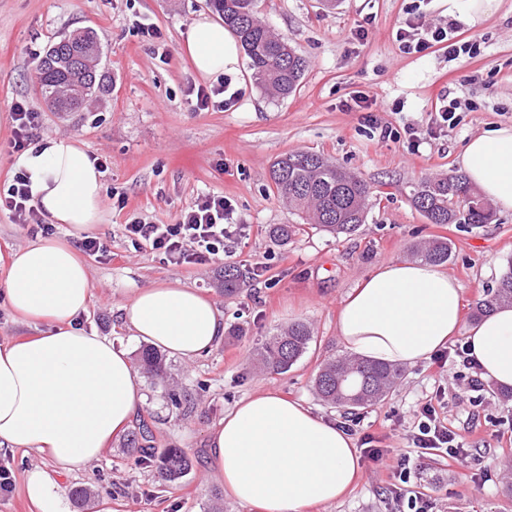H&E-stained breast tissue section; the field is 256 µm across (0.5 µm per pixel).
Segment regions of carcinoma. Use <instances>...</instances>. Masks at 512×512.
Segmentation results:
<instances>
[{
  "label": "carcinoma",
  "instance_id": "obj_1",
  "mask_svg": "<svg viewBox=\"0 0 512 512\" xmlns=\"http://www.w3.org/2000/svg\"><path fill=\"white\" fill-rule=\"evenodd\" d=\"M208 5L238 38L258 85L277 96L291 94L304 75L306 61L260 20L257 0H208ZM100 56L101 45L90 29L75 40L63 36L50 44L36 68L44 101L57 105L58 112H80L91 98L107 92L106 74L99 73ZM271 178L279 195L304 214V220L316 230L348 237L366 221L371 185L320 154L290 152L273 164ZM410 202L431 224L476 225L493 219L491 205L460 176L421 180L410 193ZM410 253L438 264L447 263L451 257L450 246L441 239L419 243ZM241 284L239 268L224 266V294H235ZM497 305H512V258L507 260L496 287L476 303L472 316L477 318ZM312 340L310 326L295 322L269 337L258 359L265 370L284 374L307 352ZM140 363L149 374H163L162 358L151 349L142 350ZM401 378L402 370L396 365L339 355L321 366L314 386L324 402L354 414L382 402ZM152 439L143 422L132 432L130 444L137 450V464L157 466L169 482L181 479L191 467L187 452L157 448Z\"/></svg>",
  "mask_w": 512,
  "mask_h": 512
}]
</instances>
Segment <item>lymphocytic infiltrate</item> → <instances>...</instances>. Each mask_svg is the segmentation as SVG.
<instances>
[{
  "instance_id": "lymphocytic-infiltrate-1",
  "label": "lymphocytic infiltrate",
  "mask_w": 512,
  "mask_h": 512,
  "mask_svg": "<svg viewBox=\"0 0 512 512\" xmlns=\"http://www.w3.org/2000/svg\"><path fill=\"white\" fill-rule=\"evenodd\" d=\"M397 38L404 53L421 52L430 43H447L450 56L474 55L478 40L462 44L448 40L444 28H430L423 22L409 23L398 29ZM13 137L5 145V152L14 154L28 150L34 144L38 129V114L24 101L11 107ZM0 211L9 212L15 223L21 224L28 235L49 237L54 235V225L44 223L34 203L31 181L26 170H17L10 184L0 189ZM248 225L237 223L231 202L218 194H204L181 211L171 224H158L143 217H134L121 227L123 237L134 246L163 254L174 265L211 264L226 258L224 243L247 235ZM370 436H362V457L374 464L388 466L395 481L388 487V499L395 504L407 505L409 512H428L429 499L425 492L414 489L411 483L408 455H391L388 449L374 448ZM410 441L418 455L441 456L461 463L469 451L448 427V420L441 416L434 403H425L413 424Z\"/></svg>"
}]
</instances>
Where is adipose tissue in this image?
I'll return each instance as SVG.
<instances>
[{"mask_svg":"<svg viewBox=\"0 0 512 512\" xmlns=\"http://www.w3.org/2000/svg\"><path fill=\"white\" fill-rule=\"evenodd\" d=\"M183 50L205 78L238 63L235 40L204 14L191 24ZM19 164L39 211L67 235L14 251L0 280L19 321L39 328L0 343V447L43 458L25 472V494L35 512H62L57 475L101 458L140 411L143 394L128 353L81 324L90 270L72 240L102 220V172L83 146L59 137L45 138ZM458 164L498 211L512 212V126L471 137ZM121 309L132 336L187 364L224 335L214 302L178 281L138 290ZM336 334L350 354L392 365L427 361L462 335L482 377L512 388V307L465 323L461 287L438 264L403 260L369 272L343 299ZM208 443L225 494L257 512H305L335 502L358 475L348 434L272 390L240 400Z\"/></svg>","mask_w":512,"mask_h":512,"instance_id":"obj_1","label":"adipose tissue"}]
</instances>
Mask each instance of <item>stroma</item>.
I'll list each match as a JSON object with an SVG mask.
<instances>
[{"mask_svg": "<svg viewBox=\"0 0 512 512\" xmlns=\"http://www.w3.org/2000/svg\"><path fill=\"white\" fill-rule=\"evenodd\" d=\"M260 19L284 36L307 62L297 90L275 97L256 83L247 57L231 75L238 101L229 109L198 111L188 94L203 79L182 51L184 36L206 0H0V145L13 136L9 112L26 101L39 115L40 137L71 138L103 163L105 192L124 198V208L104 207L94 233L110 246L112 260L87 257L92 289L85 328L129 350L142 351L122 322L120 305L135 291L167 281L200 289L224 315V336L210 353L186 365L165 357L166 381L139 380L141 416L159 448H182L191 470L169 483L155 468L133 464L127 433L113 437L102 459L83 471L58 476L63 512H94L95 497L108 492L112 512H255L226 497L207 462L211 428L241 398L276 390L326 418L345 415L314 390L321 363L341 355L336 312L356 283L379 265L409 258L413 243L448 239L447 269L462 287L463 313L499 278L512 257V212L481 226L431 224L409 195L425 176H454L466 141L497 124L512 125V0L469 30L448 20L446 0H258ZM447 29L465 42L480 35L477 55L455 59L443 45L421 53L400 50L396 33L412 15ZM161 29L164 54L154 53L135 21ZM93 29L102 47L109 90L90 111L55 112L44 104L35 68L45 49L68 32ZM361 95L375 109H348ZM458 99L457 122L440 123L445 97ZM396 136L381 140L379 126ZM417 139L418 152L408 148ZM291 151L322 154L362 176L373 195L365 224L348 238L304 228L288 243L269 229L297 218L281 200L271 167ZM217 193L235 207L245 238L228 241L229 264L244 274L240 291L225 295L220 263L177 266L125 242L121 226L137 214L173 223L198 195ZM303 321L313 330L308 351L288 373L259 371L254 352L269 336ZM185 400L173 407L167 389ZM464 438L466 464L437 457L413 458L412 478L429 494L432 512H512V398L485 382L442 376L430 362L404 366L388 397L357 414L360 434L392 453L408 451L415 413L431 397ZM358 480L342 499L307 512H387L389 470L359 461ZM84 487L89 498L75 499Z\"/></svg>", "mask_w": 512, "mask_h": 512, "instance_id": "stroma-1", "label": "stroma"}]
</instances>
